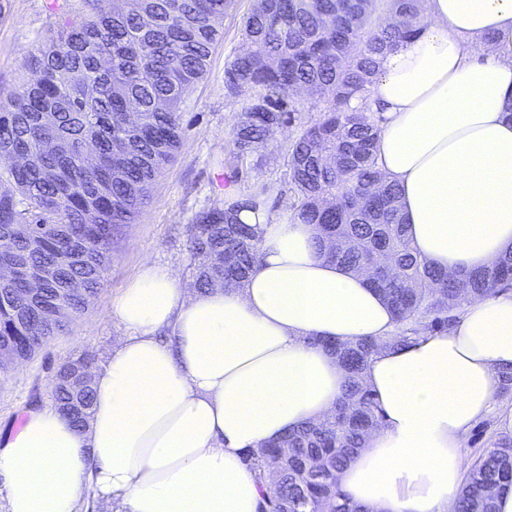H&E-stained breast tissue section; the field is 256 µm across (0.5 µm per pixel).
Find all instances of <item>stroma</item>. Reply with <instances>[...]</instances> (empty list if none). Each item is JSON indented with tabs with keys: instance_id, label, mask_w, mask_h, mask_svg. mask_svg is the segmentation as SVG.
<instances>
[{
	"instance_id": "35a3bbf8",
	"label": "stroma",
	"mask_w": 512,
	"mask_h": 512,
	"mask_svg": "<svg viewBox=\"0 0 512 512\" xmlns=\"http://www.w3.org/2000/svg\"><path fill=\"white\" fill-rule=\"evenodd\" d=\"M254 0H233L218 22L204 78L185 95L182 144L175 160L158 177L148 204L129 225L112 251V264L99 298L76 318L69 331L51 339L29 361L14 364L0 376V433L15 432L28 410L50 404L57 368L86 353L105 359L124 336L112 316L111 303L139 273L143 263L171 266L189 276V226L200 211L220 198L264 192L266 207L277 216L296 197L289 183L288 149L304 129L316 123L324 102L319 95L297 98L290 122L284 123L262 151L261 167L236 156L234 129L246 102L224 86L225 67L244 49L242 23ZM83 0H0V94L20 89L24 62L56 30L61 17L83 16ZM512 409V398L496 397L492 413L464 435L463 450L474 459L498 433V415Z\"/></svg>"
}]
</instances>
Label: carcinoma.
Returning a JSON list of instances; mask_svg holds the SVG:
<instances>
[{
	"mask_svg": "<svg viewBox=\"0 0 512 512\" xmlns=\"http://www.w3.org/2000/svg\"><path fill=\"white\" fill-rule=\"evenodd\" d=\"M228 0H86L24 63L22 90L0 107V159L17 154L0 180V259L40 280L0 283V350L28 359L98 297L112 250L134 223L160 173L181 145V106L206 73ZM393 17L377 23L381 13ZM421 0H255L244 18L251 52L226 67L229 95L250 97L235 128L239 154L257 156L295 111L303 86L326 99L321 122L289 146L297 195L289 216L313 224L323 255L367 274L393 311L396 334L350 344L321 342L345 371L333 413L262 445L248 462L267 512H372L354 503L338 473L379 425L363 374L372 356L422 335L445 332L463 304L512 286V251L479 270L435 269L414 248L400 190L378 168L380 128L366 99L377 60L423 24ZM260 195L225 199L189 228L195 286L239 288L258 265L260 230L239 213ZM86 354L59 366L53 400L76 428L93 406ZM512 485V434L498 433L469 463L452 512H496L499 487Z\"/></svg>",
	"mask_w": 512,
	"mask_h": 512,
	"instance_id": "cac0c4a2",
	"label": "carcinoma"
}]
</instances>
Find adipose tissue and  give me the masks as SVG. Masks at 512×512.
<instances>
[{
	"label": "adipose tissue",
	"mask_w": 512,
	"mask_h": 512,
	"mask_svg": "<svg viewBox=\"0 0 512 512\" xmlns=\"http://www.w3.org/2000/svg\"><path fill=\"white\" fill-rule=\"evenodd\" d=\"M424 27L377 66L376 160L401 190L409 235L434 266L487 267L512 250V0H424ZM259 267L239 288H190L144 264L116 299L126 329L93 374L83 430L47 405L0 437L8 512H258L244 455L324 418L345 373L323 339L386 337L394 317L366 275L326 259L313 225L265 210ZM169 330L168 341L157 337ZM512 368V293L471 300L448 332L368 363L381 427L338 474L372 512H450L462 438Z\"/></svg>",
	"instance_id": "ef3b65f1"
}]
</instances>
